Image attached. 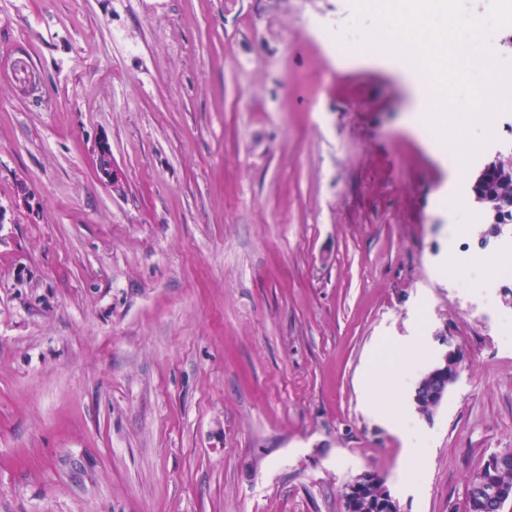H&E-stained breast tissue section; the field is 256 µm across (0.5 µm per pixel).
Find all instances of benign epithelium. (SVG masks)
Returning <instances> with one entry per match:
<instances>
[{
  "instance_id": "obj_1",
  "label": "benign epithelium",
  "mask_w": 512,
  "mask_h": 512,
  "mask_svg": "<svg viewBox=\"0 0 512 512\" xmlns=\"http://www.w3.org/2000/svg\"><path fill=\"white\" fill-rule=\"evenodd\" d=\"M93 160L99 181L117 193L124 191V176L112 159V146L107 139L102 138L96 143ZM486 170L495 172L496 187L477 193L474 198V202L489 218L488 228L483 235L485 243L500 236L503 228L512 223V154H496L488 161ZM37 205L38 202L27 186L18 183L11 205L13 219L33 215ZM460 363L458 352L450 351L427 376L423 393L428 409L424 415L432 416L441 404L449 386L458 376ZM511 466V452L501 451L492 455L482 466L481 479L467 489L464 512H486L490 508L493 512H500L502 505L512 500V486L500 479L502 471ZM380 481L381 477L374 471L366 470L356 475L345 485L342 495L343 512H365L368 508L372 512H397V505L388 494L375 495L374 488Z\"/></svg>"
}]
</instances>
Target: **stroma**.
Returning <instances> with one entry per match:
<instances>
[{
  "instance_id": "stroma-1",
  "label": "stroma",
  "mask_w": 512,
  "mask_h": 512,
  "mask_svg": "<svg viewBox=\"0 0 512 512\" xmlns=\"http://www.w3.org/2000/svg\"><path fill=\"white\" fill-rule=\"evenodd\" d=\"M363 0H0V512H462L512 448V277L438 283L458 177ZM107 138L125 177L101 184ZM462 361L433 417L414 387ZM408 429L406 457L389 421ZM386 27H369L363 25L352 32H347L343 26H336L324 33L326 41L337 51L361 54L369 51L380 39L388 37ZM93 153L95 172L99 181L117 193L124 191V176L112 159V146L107 138H101L96 143ZM38 202L34 195L30 193L27 186L20 182L17 184L14 200L11 205L13 215L12 224H17L15 220L20 217H30L37 211ZM381 477L374 471L366 470L356 475L344 488L342 495L343 512H365V509H372V512H396L397 505L391 497L383 492L376 496L374 488Z\"/></svg>"
}]
</instances>
